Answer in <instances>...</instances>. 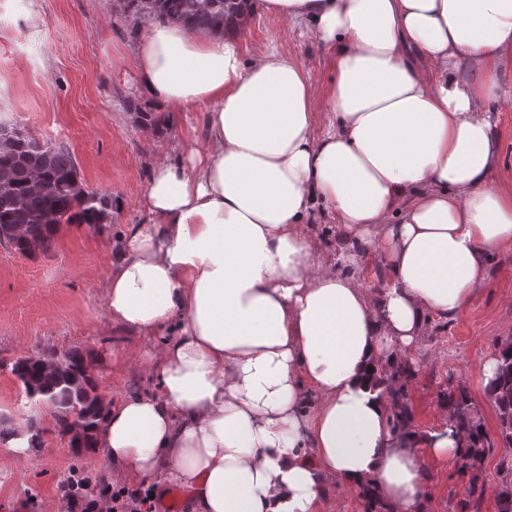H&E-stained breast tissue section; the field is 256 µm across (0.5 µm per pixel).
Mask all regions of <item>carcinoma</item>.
<instances>
[{"instance_id": "carcinoma-1", "label": "carcinoma", "mask_w": 512, "mask_h": 512, "mask_svg": "<svg viewBox=\"0 0 512 512\" xmlns=\"http://www.w3.org/2000/svg\"><path fill=\"white\" fill-rule=\"evenodd\" d=\"M124 21H163L177 17L195 29L216 25L238 30L246 20L249 0H117ZM0 241L7 240L20 253L34 248L47 252L63 224H86L100 230L112 223L108 199L85 187L69 149L30 135L0 139ZM498 364L488 395L498 411L500 436L512 447V339L497 347ZM90 355L70 349L49 357L31 355L15 361L11 373L20 381L25 397L37 408L54 410V430L69 436L70 447L87 451L95 447L94 431L102 419L103 398L95 392L87 373ZM415 374L408 356L380 369L401 425L411 421L405 381ZM451 426L467 435V446L458 457V471L466 473L493 452L496 442L474 417L463 390L448 393ZM75 411L78 422L67 415Z\"/></svg>"}]
</instances>
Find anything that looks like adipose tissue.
<instances>
[{
  "label": "adipose tissue",
  "instance_id": "adipose-tissue-1",
  "mask_svg": "<svg viewBox=\"0 0 512 512\" xmlns=\"http://www.w3.org/2000/svg\"><path fill=\"white\" fill-rule=\"evenodd\" d=\"M328 50L327 129L308 74L276 46L244 56L222 28L153 23L142 92L198 112L205 151L165 159L104 283L112 325L148 340L154 390L111 403L97 448L116 481L176 484L197 512H322L371 485L428 512L427 461L451 426L403 438L376 370L418 346L512 248V193L492 186L494 113L512 96V0H262ZM333 215L346 249L320 247ZM389 273L365 287L360 250Z\"/></svg>",
  "mask_w": 512,
  "mask_h": 512
}]
</instances>
